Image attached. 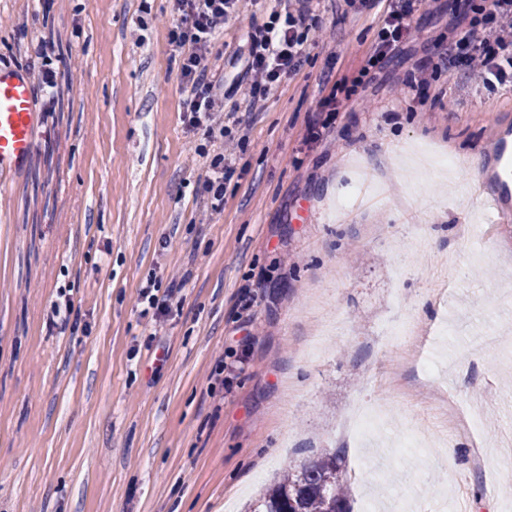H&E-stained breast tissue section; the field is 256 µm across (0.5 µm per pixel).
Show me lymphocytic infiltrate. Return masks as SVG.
Masks as SVG:
<instances>
[{"label":"lymphocytic infiltrate","instance_id":"obj_1","mask_svg":"<svg viewBox=\"0 0 512 512\" xmlns=\"http://www.w3.org/2000/svg\"><path fill=\"white\" fill-rule=\"evenodd\" d=\"M239 0H173L179 21L170 31V42L182 53L181 73L186 98L187 126L215 125L222 151L209 153L195 147L198 156L209 157V173L203 189L215 201L224 199V180L234 171L233 153L227 145L241 139L224 123L225 97L242 96L248 109H255L278 85L283 74L298 70L306 49L316 37L313 20L315 0H289L284 11L272 12L267 22L248 35L247 48L236 54L241 68L229 85L216 80L209 63L212 41L238 12ZM422 0H390L377 32L375 48L366 69L388 63L413 38L410 18ZM472 29L452 38L438 68L474 79L486 88L512 84V0H471Z\"/></svg>","mask_w":512,"mask_h":512}]
</instances>
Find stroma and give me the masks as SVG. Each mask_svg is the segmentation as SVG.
I'll return each mask as SVG.
<instances>
[{
	"label": "stroma",
	"mask_w": 512,
	"mask_h": 512,
	"mask_svg": "<svg viewBox=\"0 0 512 512\" xmlns=\"http://www.w3.org/2000/svg\"><path fill=\"white\" fill-rule=\"evenodd\" d=\"M277 0H240L211 46L217 77ZM387 0H321L335 35L310 47L253 112L224 183L201 191L204 130L183 121L170 0H0V66L57 84L36 90L37 144L0 195V512H246L303 448H343L352 512L366 498L436 512L454 470L471 512L512 504V223L479 212L490 144L512 126V88L433 73L407 90L461 27L463 0H424L415 41L355 94ZM343 106L311 138L319 102ZM473 225L462 236V225ZM454 257L446 304L429 293ZM184 277L155 326L148 275ZM76 324L51 326L60 289ZM448 376L407 349L440 321ZM404 336L384 339L395 322ZM491 329L492 354L470 338ZM223 383H214L217 365ZM362 402L387 420L367 446L340 432ZM482 407L479 434L445 404ZM449 442L455 468L438 462Z\"/></svg>",
	"instance_id": "35a3bbf8"
}]
</instances>
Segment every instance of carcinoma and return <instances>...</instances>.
<instances>
[{"label":"carcinoma","mask_w":512,"mask_h":512,"mask_svg":"<svg viewBox=\"0 0 512 512\" xmlns=\"http://www.w3.org/2000/svg\"><path fill=\"white\" fill-rule=\"evenodd\" d=\"M251 512H350L340 451L290 461Z\"/></svg>","instance_id":"1"}]
</instances>
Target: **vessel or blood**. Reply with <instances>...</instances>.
I'll return each instance as SVG.
<instances>
[{
  "instance_id": "obj_1",
  "label": "vessel or blood",
  "mask_w": 512,
  "mask_h": 512,
  "mask_svg": "<svg viewBox=\"0 0 512 512\" xmlns=\"http://www.w3.org/2000/svg\"><path fill=\"white\" fill-rule=\"evenodd\" d=\"M38 124L30 76L0 67V174L21 172L35 148ZM494 145L497 162L485 172L479 195L481 204L499 214L512 206V130L501 129Z\"/></svg>"
}]
</instances>
